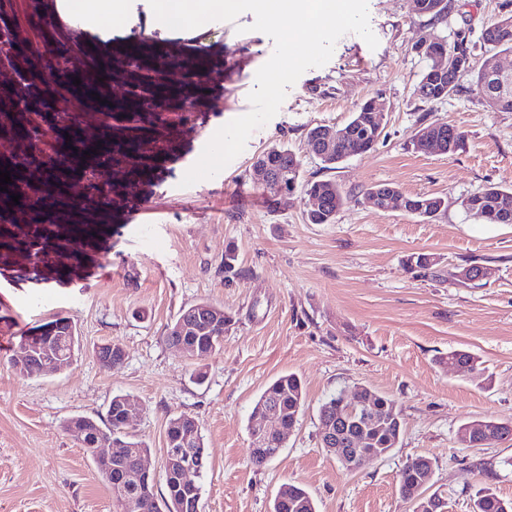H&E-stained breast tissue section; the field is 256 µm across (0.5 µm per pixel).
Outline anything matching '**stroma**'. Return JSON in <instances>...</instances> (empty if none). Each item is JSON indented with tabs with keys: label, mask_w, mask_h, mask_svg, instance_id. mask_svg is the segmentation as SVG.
<instances>
[{
	"label": "stroma",
	"mask_w": 512,
	"mask_h": 512,
	"mask_svg": "<svg viewBox=\"0 0 512 512\" xmlns=\"http://www.w3.org/2000/svg\"><path fill=\"white\" fill-rule=\"evenodd\" d=\"M368 9L377 48L357 34L342 36L325 65L289 87L240 155L215 177L185 187L187 169L214 133L251 109L255 74L274 50L269 36L253 30L254 14L175 31L156 26L149 0H128L118 24L84 28L75 43L63 0H0V32L20 31L30 47L12 60L25 72L51 55L82 54L94 69L144 38L174 59L202 53L211 62L193 110L177 98L142 121L116 124V136L133 130L164 146L140 172L122 158L98 171L112 186L105 223L78 231L46 223L34 240L19 227L18 210L0 200V512H121L63 429L75 414L105 417L117 393L146 406L129 431L151 447L147 466L158 495L165 492L168 422L195 418L208 453L197 479L203 512H271L286 482L306 488L317 512H413L398 474L421 455L433 463L427 488L443 491L446 512H470L472 495L486 484L512 498V438L480 448L462 439L468 422H512V224L485 223L462 206L486 187L512 188V112L471 95L466 79L447 101L422 102L416 85L427 62L414 49L421 35L450 42L466 30L483 58L484 29L512 14V0H452L438 22L418 14L412 0H368ZM378 97L387 110L373 149L333 169L308 154L310 128L345 124L359 104ZM28 98L27 109H11L0 88V162L36 185L20 130L39 129L35 152L56 162L54 101L68 100L85 123L94 108L63 82L49 91L32 80ZM436 121L464 132L461 147L414 149L416 133ZM275 145L296 154L305 178L334 181L347 195L334 223H308L303 194L264 192L252 164ZM381 184L442 197L446 208L431 221L378 209L364 194ZM229 247L237 255L234 275L224 272ZM414 253L433 256L435 265L409 269L405 260ZM472 262L486 270L476 286L457 277ZM201 300L222 306L233 322L219 350L193 360L165 335L182 308ZM58 318L79 336L72 365L55 375H18L11 363L25 339ZM108 341L125 351L123 363L109 369L95 355ZM454 349L475 353L482 370L442 363ZM291 372L303 383L304 409L279 455L255 467L248 417L266 385ZM360 386L393 399L403 428L391 453L350 471L320 445L319 408L329 395L350 397Z\"/></svg>",
	"instance_id": "1"
}]
</instances>
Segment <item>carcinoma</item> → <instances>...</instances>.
<instances>
[{
  "mask_svg": "<svg viewBox=\"0 0 512 512\" xmlns=\"http://www.w3.org/2000/svg\"><path fill=\"white\" fill-rule=\"evenodd\" d=\"M415 10L421 15L441 18L448 13L451 0H413ZM482 40L485 47V57L481 65H476L473 57L474 45L469 33L458 31L452 43L445 45L449 53L459 52L465 59L460 75L471 76L470 91L474 95L486 98L488 91L485 87V72L491 61L499 54L512 52V15L503 17L486 28ZM460 84L454 83L448 88L445 95H440L437 88L424 81H419L416 87L418 97L424 102H435L459 91ZM351 126L350 134L336 142L331 158L324 161L328 169L343 159L356 154H362L373 147L375 131L378 127V113L373 110V100L369 99L359 104L348 122ZM442 135L446 140L448 151L453 152L459 148L465 139L464 132L450 125L446 128H437L430 123L417 134L413 141L415 149L424 150L425 143L430 135ZM265 163L272 174L282 169L288 170V180L295 183L296 189L310 197L319 198L323 208L316 213H307V220L311 224H332L336 215L345 205L347 198L339 186L331 180H305L301 174V162L294 161L288 149L282 146H273L259 155L255 163ZM466 209L491 224L500 223L505 216L512 220V189L487 187L467 197L463 201ZM403 206L406 212L416 214L426 219L435 218L445 208V201L437 196H405ZM200 306L214 307L208 301H200L182 309L176 320L168 328L165 341L169 345L178 342L193 343L206 352H213L224 341V329L213 330V335L204 336L197 332L198 324L192 321L193 311ZM35 356L30 359L27 372H48L52 370V363L63 364L69 359L70 346L66 337L58 340H47L43 337L31 339ZM448 361L457 368L472 371L476 369L478 359L466 350H453L448 352ZM369 404L378 407V420L371 425L361 421L358 416L348 411L349 404L338 392L330 396L320 408V427L334 425L340 417H349L351 422L361 426V432L366 434L365 448L371 450L367 459L359 458L352 464L345 465L349 470H357L385 457L399 442L401 429L400 412L395 402L387 395L373 392ZM270 407L278 409L284 417V424L294 429V421L304 407V393L300 379L293 373L284 374L273 380L260 394L248 418V431H253L257 414ZM88 428L103 435L114 436L129 445V451L112 458V465L104 466L96 456L92 447H83L89 456L102 480L112 484L113 479L121 477L126 479L127 486L134 491L133 501L121 504L122 512H190L198 497L202 496L201 486L195 484L186 486L179 481L165 482V495L157 498L154 493V477L141 471V457L150 453L149 445L127 432L118 415L114 414L106 421L100 423L96 419L77 414L67 418L64 429L71 427ZM464 441L471 447H480L492 441L504 440L512 437V423H505L495 419L476 420L463 427ZM281 446L274 439L263 448L250 451L251 462L256 467H262L274 459L280 452ZM432 470V462L425 456H417L407 460L399 472V492L409 501H416L418 512H442L445 508L443 497L438 492L426 496V481ZM272 512H316L313 498L301 485L284 483L278 490L274 499ZM471 512H512V499L499 495L490 485L480 488L472 499Z\"/></svg>",
  "mask_w": 512,
  "mask_h": 512,
  "instance_id": "cac0c4a2",
  "label": "carcinoma"
}]
</instances>
